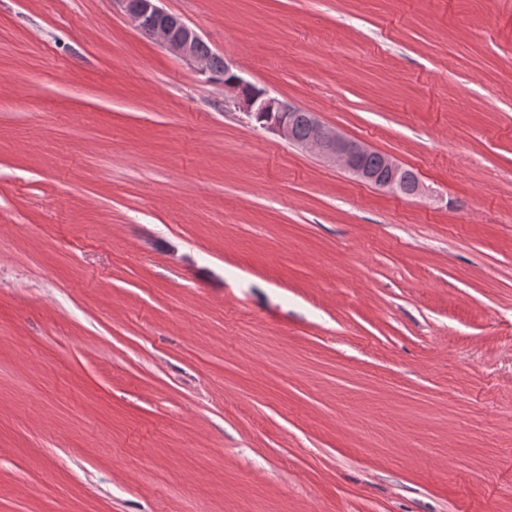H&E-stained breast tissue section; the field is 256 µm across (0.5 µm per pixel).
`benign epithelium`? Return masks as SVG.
I'll return each instance as SVG.
<instances>
[{
  "instance_id": "7a95c632",
  "label": "benign epithelium",
  "mask_w": 512,
  "mask_h": 512,
  "mask_svg": "<svg viewBox=\"0 0 512 512\" xmlns=\"http://www.w3.org/2000/svg\"><path fill=\"white\" fill-rule=\"evenodd\" d=\"M118 3L131 24L141 33L156 40L170 53L197 66L200 72H209L207 58L197 51L203 38L179 17L158 6L160 0H114ZM247 86L241 77L224 83L237 107L244 112H274L277 120L271 130L280 137L294 143L302 150L319 155L346 169L358 180L373 186L381 185L390 192L418 195L423 191L421 183L411 189L403 187L398 180L400 164L392 157L384 156L382 172H375L363 164V159L373 150L365 143L346 137L323 125L315 115L309 116L310 134L305 139L295 138L288 122V113L296 106L263 93L252 96L244 92Z\"/></svg>"
}]
</instances>
